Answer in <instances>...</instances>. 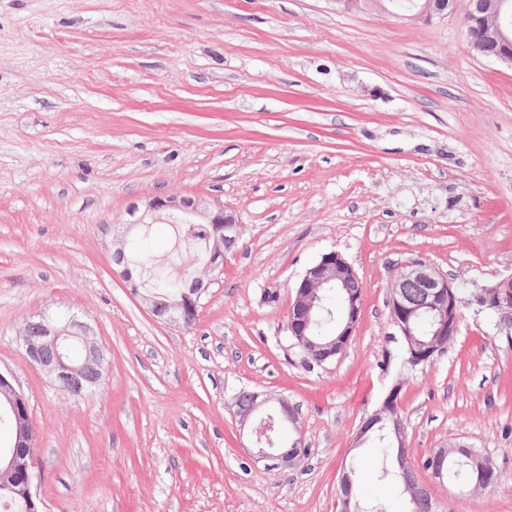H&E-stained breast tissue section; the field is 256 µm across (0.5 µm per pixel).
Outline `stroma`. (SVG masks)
I'll use <instances>...</instances> for the list:
<instances>
[{
  "label": "stroma",
  "instance_id": "obj_1",
  "mask_svg": "<svg viewBox=\"0 0 512 512\" xmlns=\"http://www.w3.org/2000/svg\"><path fill=\"white\" fill-rule=\"evenodd\" d=\"M468 9L409 22L334 0H0V371L27 401L41 512H340L352 468L359 512H406L356 442L399 378L410 458L461 441L500 476L475 491L418 470L439 512H512V341L469 311L405 373L388 306L415 262L464 288L512 275V67L470 47ZM161 193L239 220L188 326L155 319L149 275L125 282L113 260L119 239L167 274L202 273L169 225L128 228ZM332 250L363 307L345 353L309 371L287 313ZM57 311L104 352L80 397L24 351L26 322ZM243 387L298 407L296 466L253 459Z\"/></svg>",
  "mask_w": 512,
  "mask_h": 512
}]
</instances>
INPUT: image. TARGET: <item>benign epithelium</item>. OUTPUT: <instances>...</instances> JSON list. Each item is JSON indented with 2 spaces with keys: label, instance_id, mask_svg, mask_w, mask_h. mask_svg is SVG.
<instances>
[{
  "label": "benign epithelium",
  "instance_id": "7a95c632",
  "mask_svg": "<svg viewBox=\"0 0 512 512\" xmlns=\"http://www.w3.org/2000/svg\"><path fill=\"white\" fill-rule=\"evenodd\" d=\"M467 13L468 38L479 49L480 55L512 66V0H469ZM450 7L447 0H423L414 5L417 12L409 19H432L444 15ZM132 220L129 226L145 224L147 221L165 220L169 224H209L215 230L210 256L205 263L210 274L224 272V257L230 244L238 237V221L234 214L221 205L209 206L199 198L185 195L154 196L145 204V209L137 206L129 212ZM211 279L197 278L194 289L183 298L166 305L167 315L163 320L183 324L188 321L187 311L197 309L201 295L206 292ZM408 288L419 289V299L413 301L406 293ZM336 289L345 295V311L338 323L337 338L326 344H318L309 338L311 325L322 309L323 294ZM362 282L346 258L339 252L330 251L306 269L294 288V297L288 308V333L308 353V361L322 364L343 353L360 319L362 311ZM389 308L392 322L397 327L398 336L412 343L413 328L411 319L420 309L430 310L438 316L437 334L454 336L462 319L461 298L457 287L448 276L426 264L416 263L391 285ZM476 311H489L497 317L496 326L500 330L512 328V275L490 286L482 287L471 300ZM28 325L39 330L38 340L25 341V351L30 362L53 378L54 382L72 393L86 392L84 367L102 366L103 351L97 344L91 328L74 315H41ZM4 396V410L18 411L25 404L24 396L15 388L12 377L0 372V396ZM276 402L278 422L296 434L291 447H258L255 457L258 460L273 462L275 467H291L299 461L302 445L299 429V412L288 399H273L268 394L253 392L249 406L236 410L241 426L269 408ZM35 432L32 423L27 422L18 430L13 449L0 453V473L10 475L22 472L25 482L20 496L35 507L33 448Z\"/></svg>",
  "mask_w": 512,
  "mask_h": 512
}]
</instances>
